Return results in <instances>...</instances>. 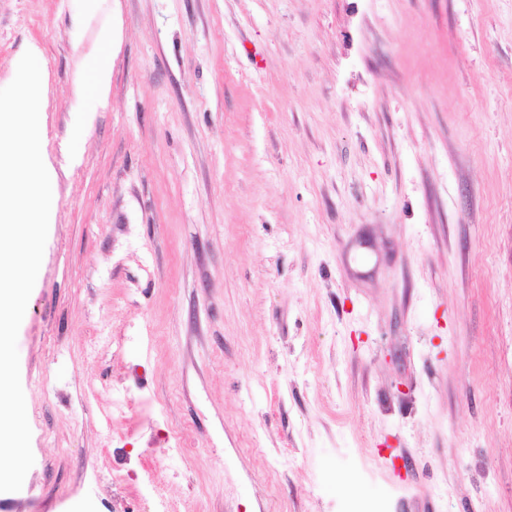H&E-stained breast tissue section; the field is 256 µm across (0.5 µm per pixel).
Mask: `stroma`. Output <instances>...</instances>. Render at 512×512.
Returning a JSON list of instances; mask_svg holds the SVG:
<instances>
[{
	"label": "stroma",
	"mask_w": 512,
	"mask_h": 512,
	"mask_svg": "<svg viewBox=\"0 0 512 512\" xmlns=\"http://www.w3.org/2000/svg\"><path fill=\"white\" fill-rule=\"evenodd\" d=\"M33 43L0 512H512V0H0V87ZM111 60L112 54H104L85 62L84 65L92 74L93 81L90 84H83L80 81L75 87L76 94L79 96L96 95L97 99L101 98L108 86Z\"/></svg>",
	"instance_id": "obj_1"
}]
</instances>
